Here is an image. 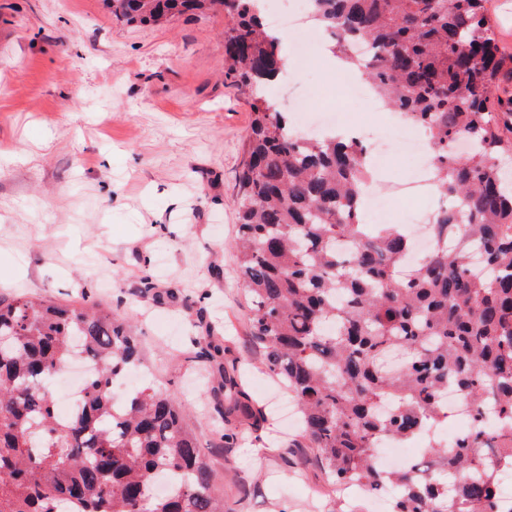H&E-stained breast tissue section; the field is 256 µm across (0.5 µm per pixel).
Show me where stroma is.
<instances>
[{
    "mask_svg": "<svg viewBox=\"0 0 512 512\" xmlns=\"http://www.w3.org/2000/svg\"><path fill=\"white\" fill-rule=\"evenodd\" d=\"M222 9L128 25L106 0H0V294L91 295L136 326L149 376L188 410L224 512H325L332 481L278 411L277 383L249 341L233 248L238 173L252 112L224 72ZM328 69L272 90L279 111L320 108ZM373 184L390 221L413 227L436 199H399L412 166L396 144ZM179 303L140 296L143 274ZM248 374L266 421L226 442L196 386L197 309Z\"/></svg>",
    "mask_w": 512,
    "mask_h": 512,
    "instance_id": "35a3bbf8",
    "label": "stroma"
}]
</instances>
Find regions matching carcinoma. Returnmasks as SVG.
<instances>
[{
  "instance_id": "obj_1",
  "label": "carcinoma",
  "mask_w": 512,
  "mask_h": 512,
  "mask_svg": "<svg viewBox=\"0 0 512 512\" xmlns=\"http://www.w3.org/2000/svg\"><path fill=\"white\" fill-rule=\"evenodd\" d=\"M107 2L130 25L218 6L231 18L226 76L252 110L234 244L251 336L334 484L391 488L390 512H512L499 493L512 473V99L497 95L512 56L485 0H309L334 53L428 135L435 186L451 204L434 211L433 245L406 270L409 233L361 221L363 143L334 131L304 138L265 94L283 55L264 0ZM359 41L371 51L358 55ZM196 344L211 362L224 354L217 336ZM77 355L95 369L81 410L61 418L47 382ZM135 367L144 364L133 326L112 309L0 295V512H69L76 502L80 512H224L174 397L150 383L114 401V381ZM219 377L228 440L264 414L235 377ZM448 389L473 429L452 447L431 439L420 474L377 471L375 442L441 427ZM159 473L179 487L155 493Z\"/></svg>"
}]
</instances>
